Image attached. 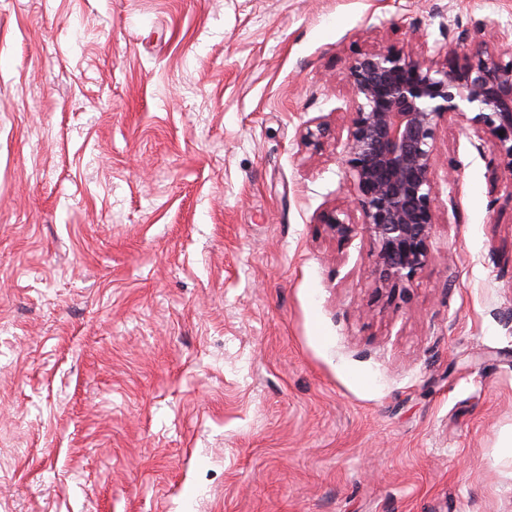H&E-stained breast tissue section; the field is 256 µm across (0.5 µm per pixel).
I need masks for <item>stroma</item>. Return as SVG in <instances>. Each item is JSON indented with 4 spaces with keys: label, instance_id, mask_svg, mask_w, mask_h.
I'll list each match as a JSON object with an SVG mask.
<instances>
[{
    "label": "stroma",
    "instance_id": "stroma-1",
    "mask_svg": "<svg viewBox=\"0 0 512 512\" xmlns=\"http://www.w3.org/2000/svg\"><path fill=\"white\" fill-rule=\"evenodd\" d=\"M489 19L512 43V0H0V512H512V171L440 126L406 296L319 222L336 72ZM330 135V126L319 118L306 121L299 132L301 143L313 150H317Z\"/></svg>",
    "mask_w": 512,
    "mask_h": 512
}]
</instances>
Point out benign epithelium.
<instances>
[{"label":"benign epithelium","mask_w":512,"mask_h":512,"mask_svg":"<svg viewBox=\"0 0 512 512\" xmlns=\"http://www.w3.org/2000/svg\"><path fill=\"white\" fill-rule=\"evenodd\" d=\"M494 24L482 22L474 35L452 45L434 44L444 62L427 61L414 46L358 53L336 74L353 99L341 153L345 178L352 181L353 205L335 206L319 220L340 242L359 231L372 240L378 283L408 291L432 259L436 224L435 142L439 126L454 119L489 143L512 170V59L486 38ZM331 135L319 118L306 121L301 143L313 150Z\"/></svg>","instance_id":"obj_1"}]
</instances>
